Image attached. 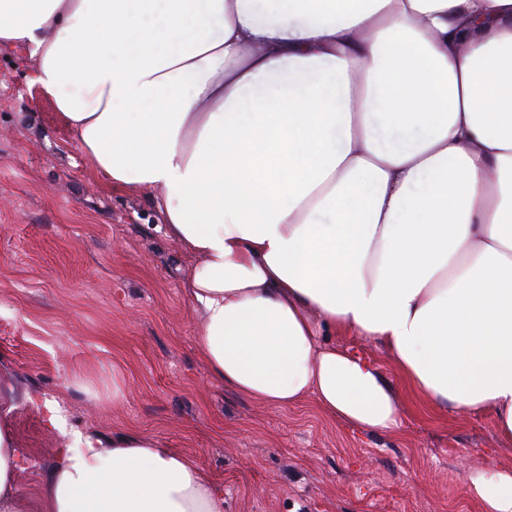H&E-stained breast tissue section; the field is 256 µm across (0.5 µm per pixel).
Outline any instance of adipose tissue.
Returning a JSON list of instances; mask_svg holds the SVG:
<instances>
[{
  "instance_id": "1",
  "label": "adipose tissue",
  "mask_w": 512,
  "mask_h": 512,
  "mask_svg": "<svg viewBox=\"0 0 512 512\" xmlns=\"http://www.w3.org/2000/svg\"><path fill=\"white\" fill-rule=\"evenodd\" d=\"M105 185L161 191L212 378L392 431L380 342L431 405L512 439V0H0V45ZM0 421V512H28ZM512 512V470L474 472ZM40 512H224L152 437L72 432Z\"/></svg>"
}]
</instances>
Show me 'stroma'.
<instances>
[{"label": "stroma", "mask_w": 512, "mask_h": 512, "mask_svg": "<svg viewBox=\"0 0 512 512\" xmlns=\"http://www.w3.org/2000/svg\"><path fill=\"white\" fill-rule=\"evenodd\" d=\"M33 74L25 48L0 47V413L29 456L23 496L62 440L28 403L39 394L66 430H135L192 459L224 512H481L466 475L512 467V443L488 414L432 407L375 341L319 338L382 374L402 411L394 433L311 396L276 407L214 382L160 192L106 187Z\"/></svg>", "instance_id": "obj_1"}]
</instances>
